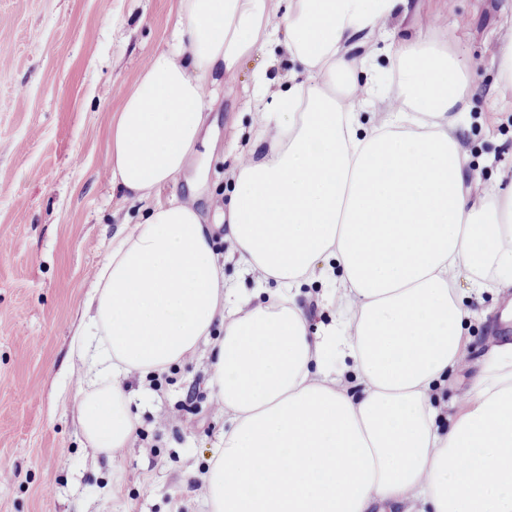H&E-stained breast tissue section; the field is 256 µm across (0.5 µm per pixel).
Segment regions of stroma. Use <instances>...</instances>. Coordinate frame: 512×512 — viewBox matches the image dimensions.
Segmentation results:
<instances>
[{
	"mask_svg": "<svg viewBox=\"0 0 512 512\" xmlns=\"http://www.w3.org/2000/svg\"><path fill=\"white\" fill-rule=\"evenodd\" d=\"M408 20L471 65L461 132L470 172L487 183L512 172V86L498 74L512 0H409ZM178 25L179 0H0V469L10 474L0 512H207V455L224 431L210 412L209 345L175 363L159 390L147 376L127 379L138 425L117 458L85 442L76 421L83 359L73 340L90 275L117 226L137 223L141 208L105 174L110 119ZM294 67L276 38L208 104L213 154L198 205L216 226L218 253L230 248L218 225L235 157L256 139L254 80L281 90ZM467 308L468 366L449 374L447 403L508 333L494 295ZM191 389V411L163 422Z\"/></svg>",
	"mask_w": 512,
	"mask_h": 512,
	"instance_id": "stroma-1",
	"label": "stroma"
}]
</instances>
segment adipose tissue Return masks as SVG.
<instances>
[{
    "instance_id": "adipose-tissue-1",
    "label": "adipose tissue",
    "mask_w": 512,
    "mask_h": 512,
    "mask_svg": "<svg viewBox=\"0 0 512 512\" xmlns=\"http://www.w3.org/2000/svg\"><path fill=\"white\" fill-rule=\"evenodd\" d=\"M407 2L180 0L174 43L110 122L112 186L148 207L93 276L78 425L115 456L137 427L123 376L210 342L225 429L208 512H512V342L491 348L448 429L435 406L464 358L468 294L512 288V174L491 187L469 175L458 127L473 87L447 47L404 41L393 89L363 82ZM279 34L300 77L274 95L256 82L270 146L239 156L223 214L227 258L256 282L241 292L196 196H153L201 167L217 80ZM311 285L337 302L334 321L310 326L297 298Z\"/></svg>"
}]
</instances>
